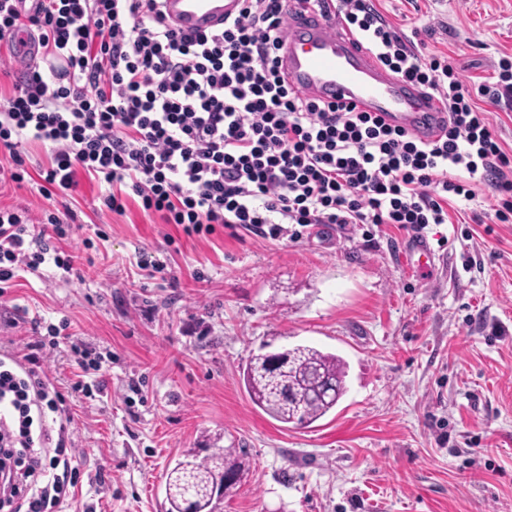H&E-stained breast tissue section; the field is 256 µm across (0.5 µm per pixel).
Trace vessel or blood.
<instances>
[{
	"label": "vessel or blood",
	"instance_id": "b4317fda",
	"mask_svg": "<svg viewBox=\"0 0 512 512\" xmlns=\"http://www.w3.org/2000/svg\"><path fill=\"white\" fill-rule=\"evenodd\" d=\"M240 0H165L168 19L185 31H215L233 17ZM283 70L297 88L326 102L355 105L421 141L436 137L447 118L426 98L388 73L335 22L309 14L294 23L280 52Z\"/></svg>",
	"mask_w": 512,
	"mask_h": 512
}]
</instances>
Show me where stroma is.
<instances>
[{"label":"stroma","instance_id":"stroma-1","mask_svg":"<svg viewBox=\"0 0 512 512\" xmlns=\"http://www.w3.org/2000/svg\"><path fill=\"white\" fill-rule=\"evenodd\" d=\"M404 32L432 25L470 89L512 58V0H376ZM81 179L45 198L40 180L0 194L33 212L69 204L80 275L45 264L0 310V338L36 340L67 320L74 339L47 361L75 424L76 498L62 512H166V472L184 454L241 451L245 478L218 512H512V223L478 191L430 225L425 272L395 224H317L298 239L236 224L209 237ZM164 262L139 267L141 254ZM310 345L340 356L347 391L309 425L257 408L243 370L258 354ZM102 358L107 386L72 384L75 348Z\"/></svg>","mask_w":512,"mask_h":512}]
</instances>
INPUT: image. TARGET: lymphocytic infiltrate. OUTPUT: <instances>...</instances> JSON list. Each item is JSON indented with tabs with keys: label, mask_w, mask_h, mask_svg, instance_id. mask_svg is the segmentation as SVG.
Segmentation results:
<instances>
[{
	"label": "lymphocytic infiltrate",
	"mask_w": 512,
	"mask_h": 512,
	"mask_svg": "<svg viewBox=\"0 0 512 512\" xmlns=\"http://www.w3.org/2000/svg\"><path fill=\"white\" fill-rule=\"evenodd\" d=\"M336 18L383 68L448 111L429 143L352 106L292 87L278 50L295 15ZM29 61L0 87V189L22 187V147L50 156L42 192L80 177L108 184L189 236L241 224L279 239L289 225L396 224L422 233L454 198L497 195L512 222V155L447 56H424L374 0H241L220 30L184 33L163 0H0V75L15 38ZM12 75V74H11ZM71 211L0 204V302L21 272L70 273ZM45 340L0 351V512H59L80 471L67 453L73 417L48 371Z\"/></svg>",
	"instance_id": "obj_1"
}]
</instances>
